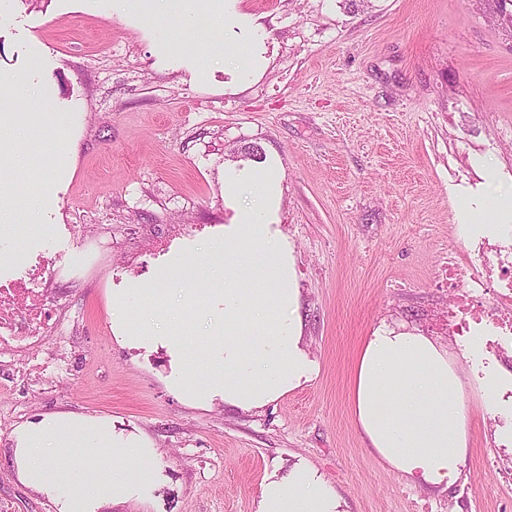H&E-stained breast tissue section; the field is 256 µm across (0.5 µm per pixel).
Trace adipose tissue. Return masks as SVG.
<instances>
[{
  "label": "adipose tissue",
  "mask_w": 512,
  "mask_h": 512,
  "mask_svg": "<svg viewBox=\"0 0 512 512\" xmlns=\"http://www.w3.org/2000/svg\"><path fill=\"white\" fill-rule=\"evenodd\" d=\"M233 191L255 202L221 239L200 248L219 256L206 285L180 291L167 325L140 322L128 304L112 309V330L125 344L165 350L179 359L187 317L210 315L209 340L217 353L196 380L207 399L243 411L263 408L309 381L312 363L302 347V318L295 264L288 241L265 218L278 202L275 181L231 176ZM355 424L369 448L406 481L421 487L452 486L468 451L471 403L462 371L441 342L415 329L377 326L355 358L349 384ZM20 481L43 494L56 512H98L104 504L138 494L150 478L153 443L138 429L114 431L103 415L54 412L18 426L12 435ZM75 469L60 477L57 463ZM256 512H342L341 498L300 469L262 483Z\"/></svg>",
  "instance_id": "adipose-tissue-1"
}]
</instances>
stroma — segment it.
Segmentation results:
<instances>
[{
  "instance_id": "35a3bbf8",
  "label": "stroma",
  "mask_w": 512,
  "mask_h": 512,
  "mask_svg": "<svg viewBox=\"0 0 512 512\" xmlns=\"http://www.w3.org/2000/svg\"><path fill=\"white\" fill-rule=\"evenodd\" d=\"M256 34L202 13L120 0H0V114L52 117L48 139L73 143L70 166L37 153L32 181L11 154L0 169L40 204L18 207L0 248L48 249L49 270L112 227V255L66 289L74 372L39 380L25 356L0 367V512H56L20 483L11 433L43 413L105 414L157 450L151 491L101 512H255L260 484L295 463L318 474L346 512H512V477L491 466L512 408V357L480 362L448 334L455 293L440 276L486 198L512 191V0H248ZM260 148L263 158L244 155ZM275 170L269 218L294 247L302 336L316 371L276 403L244 412L199 406L164 383V351L121 347L111 309L159 268L206 260L173 224L220 238L244 197L224 173ZM415 328L448 347L475 396L456 484L415 487L358 433L348 384L378 325ZM490 386L488 399L477 396ZM504 449V448H501ZM512 463V447L504 449Z\"/></svg>"
}]
</instances>
